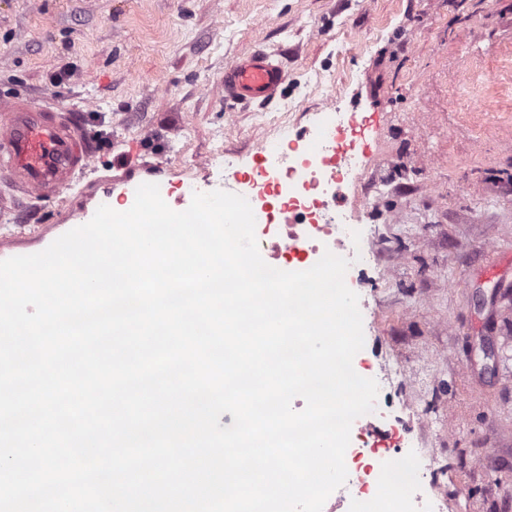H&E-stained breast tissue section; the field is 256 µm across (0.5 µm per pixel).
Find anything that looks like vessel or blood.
I'll return each mask as SVG.
<instances>
[{
  "label": "vessel or blood",
  "mask_w": 512,
  "mask_h": 512,
  "mask_svg": "<svg viewBox=\"0 0 512 512\" xmlns=\"http://www.w3.org/2000/svg\"><path fill=\"white\" fill-rule=\"evenodd\" d=\"M286 80L283 65L254 51L224 70V96L239 101L274 99ZM96 152L77 112L29 97L0 101V179L18 194L62 202L64 191H89L78 174L90 169ZM69 224L0 226V260L47 248L69 231Z\"/></svg>",
  "instance_id": "b4317fda"
}]
</instances>
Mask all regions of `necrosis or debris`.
I'll return each mask as SVG.
<instances>
[{
	"label": "necrosis or debris",
	"instance_id": "obj_1",
	"mask_svg": "<svg viewBox=\"0 0 512 512\" xmlns=\"http://www.w3.org/2000/svg\"><path fill=\"white\" fill-rule=\"evenodd\" d=\"M354 124V116L333 108L319 116L311 137L295 135L284 120L277 124L275 136L260 144L264 165L247 175L254 190L248 202L256 223L277 228L276 236L264 243L272 258L305 265L311 256L328 251L351 261L364 257L361 223L334 210L335 193L358 165L357 155L337 154L336 141ZM395 463L405 475L404 486L420 489L411 508L440 512L439 499L424 490L433 460L418 448L395 459L383 458L375 444L351 457L347 483L353 490V512H384L382 504L395 487L375 479L374 472Z\"/></svg>",
	"mask_w": 512,
	"mask_h": 512
}]
</instances>
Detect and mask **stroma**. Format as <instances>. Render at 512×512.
<instances>
[{
  "label": "stroma",
  "instance_id": "obj_1",
  "mask_svg": "<svg viewBox=\"0 0 512 512\" xmlns=\"http://www.w3.org/2000/svg\"><path fill=\"white\" fill-rule=\"evenodd\" d=\"M253 51L282 61L280 95L225 99ZM18 95L80 111L98 156L82 181L159 163L172 207L218 152L242 194L279 118L367 116L342 207L375 229L353 368L390 377L389 417L435 457L445 512H512V0H0V97ZM60 218L22 195L0 210Z\"/></svg>",
  "mask_w": 512,
  "mask_h": 512
}]
</instances>
